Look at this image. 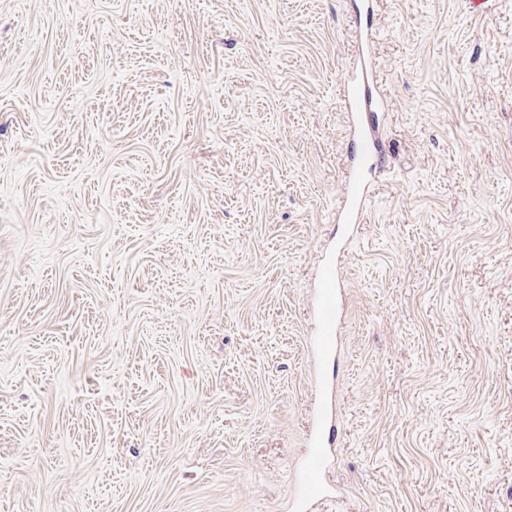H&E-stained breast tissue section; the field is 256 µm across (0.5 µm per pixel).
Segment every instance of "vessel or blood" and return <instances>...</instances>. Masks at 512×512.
Instances as JSON below:
<instances>
[{
  "instance_id": "obj_1",
  "label": "vessel or blood",
  "mask_w": 512,
  "mask_h": 512,
  "mask_svg": "<svg viewBox=\"0 0 512 512\" xmlns=\"http://www.w3.org/2000/svg\"><path fill=\"white\" fill-rule=\"evenodd\" d=\"M372 79L369 70H362L360 78H349L344 95L352 134L350 174L342 191L336 219L344 223L345 232L349 235L354 234L364 220L371 191L363 175L371 169L373 160L380 153L378 139L367 136L359 124L360 112L366 111L368 107L367 86ZM340 294L339 267L331 260H324L313 300V316L318 325L315 335L309 340L313 368H320L322 363L333 357L336 350ZM331 389V383L326 381L318 387L322 399L313 406L307 449L294 474V512H311L315 504L334 492L333 485L326 479L327 450L332 446V439L325 398Z\"/></svg>"
}]
</instances>
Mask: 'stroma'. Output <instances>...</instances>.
<instances>
[{
    "instance_id": "1",
    "label": "stroma",
    "mask_w": 512,
    "mask_h": 512,
    "mask_svg": "<svg viewBox=\"0 0 512 512\" xmlns=\"http://www.w3.org/2000/svg\"><path fill=\"white\" fill-rule=\"evenodd\" d=\"M0 0V512H512V0ZM387 166L338 247L360 31ZM340 294L339 267L337 263L324 258L313 300V316L318 329L309 340V354L316 379L321 364L332 358L336 351ZM332 384L323 381L318 390L321 400L315 403L312 423L307 435V449L300 458L294 474L293 510L309 512L321 500L331 496L334 486L326 479L327 449L332 446L331 423L326 399Z\"/></svg>"
}]
</instances>
